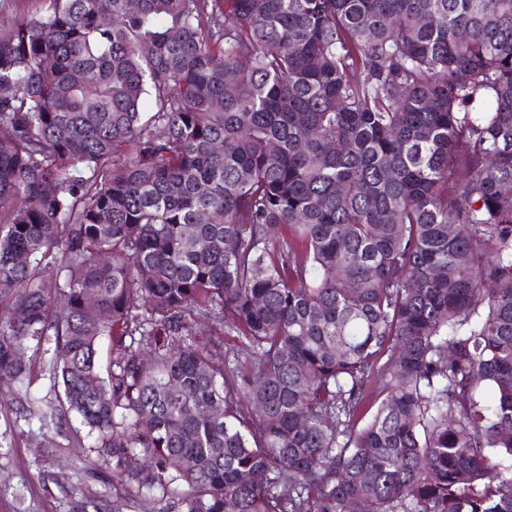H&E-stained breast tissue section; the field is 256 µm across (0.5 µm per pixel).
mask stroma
Returning a JSON list of instances; mask_svg holds the SVG:
<instances>
[{"label": "stroma", "mask_w": 512, "mask_h": 512, "mask_svg": "<svg viewBox=\"0 0 512 512\" xmlns=\"http://www.w3.org/2000/svg\"><path fill=\"white\" fill-rule=\"evenodd\" d=\"M87 453L79 421L59 435L0 405V512H112V478L86 471Z\"/></svg>", "instance_id": "1"}]
</instances>
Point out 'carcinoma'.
I'll use <instances>...</instances> for the list:
<instances>
[{"label": "carcinoma", "instance_id": "obj_1", "mask_svg": "<svg viewBox=\"0 0 512 512\" xmlns=\"http://www.w3.org/2000/svg\"><path fill=\"white\" fill-rule=\"evenodd\" d=\"M2 86L0 398L113 512H512V0H39ZM26 359H30L34 365V376L31 385V391L36 398L42 400L56 401L58 391L61 392L60 387H53V381L50 380L48 373H45V366L43 365L40 354H34L33 349L26 351Z\"/></svg>", "mask_w": 512, "mask_h": 512}]
</instances>
